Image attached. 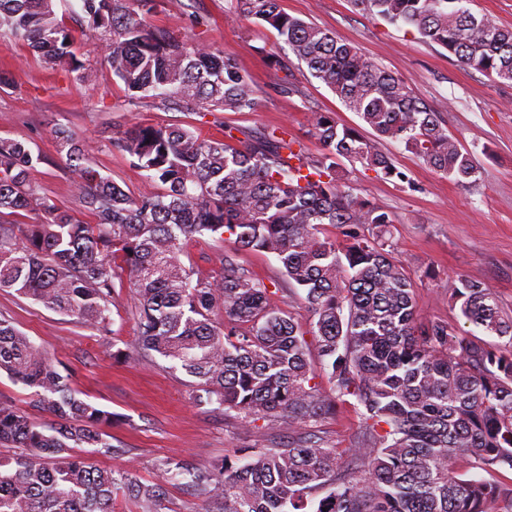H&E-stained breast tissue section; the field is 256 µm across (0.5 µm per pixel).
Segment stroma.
<instances>
[{
    "label": "stroma",
    "instance_id": "1",
    "mask_svg": "<svg viewBox=\"0 0 512 512\" xmlns=\"http://www.w3.org/2000/svg\"><path fill=\"white\" fill-rule=\"evenodd\" d=\"M280 6L335 33L401 77L415 95L438 109L449 135L480 170L478 185L466 189L386 141L382 149L406 174V181L385 180L361 167L353 174L359 193L395 220L396 258L415 282L419 320L463 326L448 299V280L456 275L484 284L503 312L512 316V84L492 82L461 66L417 32L363 13L350 0H280ZM153 22L229 54L253 80L258 108L186 112L148 97L135 99L117 78L103 75L85 83L78 73L51 67L23 46L0 39V70L11 77L9 86L0 87V136L39 152L41 160L30 179L40 194L64 210L86 213L73 189L66 156L52 136L59 124L83 138L88 159L102 175L137 194L152 190V183L112 145L113 137L134 123L184 127L208 140L223 138L229 128L253 135L279 128L308 156L320 150L310 130V112L335 113L337 121L348 126L359 123L274 30L229 11L226 0H158ZM285 83L292 84L293 93H281ZM228 249L220 240L197 238L187 242L183 261L199 274L213 276ZM236 261L269 287L273 306L292 313L307 334L309 362L319 367L310 317L277 260L241 250ZM0 317L11 320L54 364L66 369L80 398L117 416L107 433L118 452H93L100 466L131 469L142 482L153 483L161 478V459L209 465L235 457L243 448L257 452L288 442L287 435L269 430L264 421L247 427L236 413L196 405L181 369L160 357L148 360L130 353L137 326L127 285L116 288L112 324L106 332L74 323L13 291L0 290ZM358 426L355 409L346 405L321 418L311 432L337 448V466L342 469Z\"/></svg>",
    "mask_w": 512,
    "mask_h": 512
}]
</instances>
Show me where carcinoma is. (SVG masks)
I'll list each match as a JSON object with an SVG mask.
<instances>
[{
	"label": "carcinoma",
	"mask_w": 512,
	"mask_h": 512,
	"mask_svg": "<svg viewBox=\"0 0 512 512\" xmlns=\"http://www.w3.org/2000/svg\"><path fill=\"white\" fill-rule=\"evenodd\" d=\"M156 0H77L84 30L104 35L107 73L134 97L190 111L252 112L257 90L233 59L151 21ZM359 10L416 30L457 62L512 83V27L472 12L471 0H352ZM234 12L276 31L377 138L312 112L316 156L286 132L203 140L189 129L135 123L112 146L147 172L157 191L133 195L87 163L78 135L53 136L75 176L89 223L30 185L31 150L0 138V289L73 321L107 329L116 282L137 304V353L158 355L193 378L198 405L295 436L213 468L160 463L165 483L189 479L222 512H512V488L468 477L460 463L512 472V318L490 289L448 279L459 317L485 341L445 321L418 322L410 274L394 256V219L353 192L345 162L404 181L380 148L391 140L454 183L476 182L469 153L438 110L398 76L333 33L281 11L278 0H229ZM47 62L92 77L54 0H0V37ZM33 216L32 224L9 218ZM209 235L278 261L318 336L323 395L291 313L226 254L202 277L183 263L185 243ZM224 309V325L213 313ZM0 373L34 390L55 416L40 424L0 402V512H112L123 489L140 512H159L164 483L96 466L81 448H116L112 413L76 396L52 361L0 318ZM349 404L360 436L336 470L337 449L303 428ZM316 510H310L312 505Z\"/></svg>",
	"instance_id": "carcinoma-1"
}]
</instances>
